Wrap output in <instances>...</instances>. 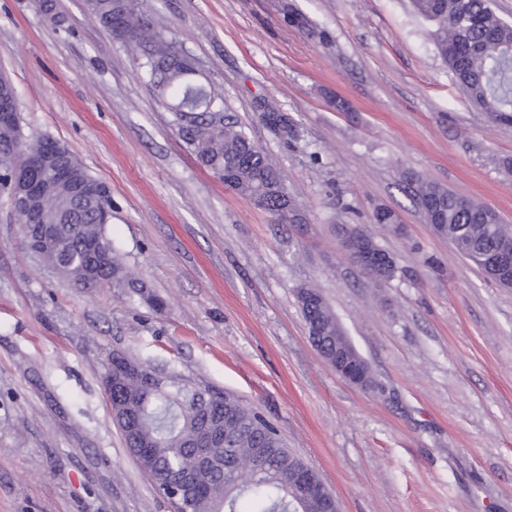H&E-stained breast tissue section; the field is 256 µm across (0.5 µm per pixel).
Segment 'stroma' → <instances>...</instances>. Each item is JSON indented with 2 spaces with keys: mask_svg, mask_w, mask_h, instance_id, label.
Here are the masks:
<instances>
[{
  "mask_svg": "<svg viewBox=\"0 0 512 512\" xmlns=\"http://www.w3.org/2000/svg\"><path fill=\"white\" fill-rule=\"evenodd\" d=\"M0 0V69L25 139L67 146L112 196L107 234L142 289L79 288L27 251L0 196V512H171L112 419L119 352L240 397L315 469L339 512H512V288L434 233L415 172L512 225V127L458 87L410 0H145L226 114L272 154L302 221L205 169L85 0ZM276 101L281 138L260 119ZM402 233L374 223L377 208ZM356 225L400 271L374 285L340 250ZM319 291L380 384L313 347ZM166 303L156 312L147 302Z\"/></svg>",
  "mask_w": 512,
  "mask_h": 512,
  "instance_id": "obj_1",
  "label": "stroma"
}]
</instances>
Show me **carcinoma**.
<instances>
[{
	"instance_id": "1",
	"label": "carcinoma",
	"mask_w": 512,
	"mask_h": 512,
	"mask_svg": "<svg viewBox=\"0 0 512 512\" xmlns=\"http://www.w3.org/2000/svg\"><path fill=\"white\" fill-rule=\"evenodd\" d=\"M415 14L429 24L427 34L456 82L491 121L512 126V24L492 8L493 0H411ZM94 22L114 37L140 48L138 69L165 109L174 115L177 132L197 160L224 185L252 201L263 199L274 214L286 205L288 188L271 157L239 128L213 112L224 100L213 87L189 74L172 50L165 28L140 9L138 0H86ZM43 140L20 142L0 135V191L19 158L42 153ZM405 189L419 204L440 209L438 233L480 270L487 258L512 245V228L492 209L468 201L422 176L406 177ZM47 222L78 225L69 244L71 257L53 259L57 270L77 278L81 245L104 246V268L87 284L110 283L133 288L137 283L105 233L101 209L78 210L70 188L58 185L37 200ZM374 220L399 232L398 215L378 208ZM306 322L318 325L323 348L336 351L341 326L325 300L300 306ZM112 414L127 447L160 489L180 472L195 475L197 488L190 512H323L318 501H303L288 464V448L278 429L256 409L213 386L175 382L149 383L128 376L106 390Z\"/></svg>"
}]
</instances>
